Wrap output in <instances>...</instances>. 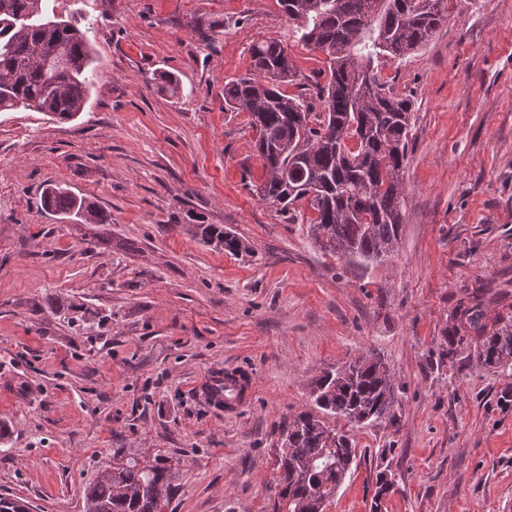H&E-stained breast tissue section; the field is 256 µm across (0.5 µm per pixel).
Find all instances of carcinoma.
<instances>
[{
	"instance_id": "obj_1",
	"label": "carcinoma",
	"mask_w": 512,
	"mask_h": 512,
	"mask_svg": "<svg viewBox=\"0 0 512 512\" xmlns=\"http://www.w3.org/2000/svg\"><path fill=\"white\" fill-rule=\"evenodd\" d=\"M53 0H0V112L24 107L60 122L78 117L97 77L87 32L55 13ZM294 36L326 56L318 86L322 111L282 86L299 80L278 39L251 47L250 70L224 83V104L249 114L267 173L260 198L293 221L305 209L312 239L328 254L361 266L388 263L403 231L404 175L412 101L384 89L376 63L422 49L448 21L447 0H278ZM44 206L93 223L107 216L64 188H49ZM202 239L230 254L247 251L233 233L208 224ZM450 343H475L481 363L512 370V323L492 331L471 307L460 311ZM475 337L466 335V329ZM398 392L389 368L368 350L314 383L313 407L288 421L273 479L272 512H325L355 458L350 438L326 420L352 427L392 424ZM115 463L85 490L84 512H162L173 488L172 465L113 454ZM372 505L393 487L379 472Z\"/></svg>"
}]
</instances>
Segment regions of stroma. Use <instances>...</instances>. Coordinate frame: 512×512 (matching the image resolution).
Instances as JSON below:
<instances>
[{"label":"stroma","instance_id":"obj_1","mask_svg":"<svg viewBox=\"0 0 512 512\" xmlns=\"http://www.w3.org/2000/svg\"><path fill=\"white\" fill-rule=\"evenodd\" d=\"M56 12L87 31L98 76L74 121L0 112V494L82 512L122 448L172 462L163 512H270L286 422L325 370L373 349L399 388L397 423L333 420L356 457L326 512H371L382 470L381 512H512V374L448 342L475 296L487 328L512 321V0H451L426 47L381 64L414 117L401 244L368 269L260 200L259 133L224 105L225 82L269 38L302 77L285 93H314L324 56L278 0H57ZM52 185L108 223L45 209ZM202 224L249 252L202 242ZM227 367L255 377L233 414L198 396Z\"/></svg>","mask_w":512,"mask_h":512}]
</instances>
